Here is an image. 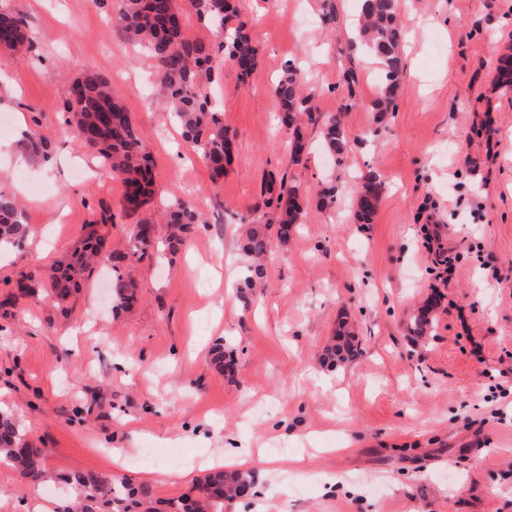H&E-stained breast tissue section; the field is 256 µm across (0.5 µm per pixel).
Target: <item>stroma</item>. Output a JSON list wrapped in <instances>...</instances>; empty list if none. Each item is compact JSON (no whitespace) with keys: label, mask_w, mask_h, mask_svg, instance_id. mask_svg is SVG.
I'll return each instance as SVG.
<instances>
[{"label":"stroma","mask_w":512,"mask_h":512,"mask_svg":"<svg viewBox=\"0 0 512 512\" xmlns=\"http://www.w3.org/2000/svg\"><path fill=\"white\" fill-rule=\"evenodd\" d=\"M237 6L261 57L246 80L229 65L214 78L235 141L217 177L151 94L153 59L112 31L114 0H0L37 45L4 65L0 122L25 120L54 163L44 173L16 132H0V190L30 226L0 256V410L39 441L47 470L126 477L161 500L234 451L266 494L233 512H512V87L498 70L512 54V0H398L405 68L392 112L371 107L378 60L349 47L358 0ZM289 63L314 110L344 127L342 160L315 125L303 129V162L289 163L271 94ZM88 69L109 76L151 157L155 200L139 215L61 121L69 80ZM370 170L385 189L372 222L357 224ZM283 172L302 189V222L288 244L271 242L265 278L244 298L240 226L261 219L264 181ZM325 183L336 186L328 205ZM186 197L209 225L176 255L132 262L129 311L113 313L110 275L97 269L56 314L52 271L101 204L121 250L138 219ZM431 296L432 335L417 344L408 318ZM343 316L358 353L329 370L317 357ZM219 343L233 372L211 362ZM112 448L166 454L119 469ZM33 496L52 508L71 490L0 467V512H26Z\"/></svg>","instance_id":"obj_1"}]
</instances>
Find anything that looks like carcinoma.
<instances>
[{
	"instance_id": "1",
	"label": "carcinoma",
	"mask_w": 512,
	"mask_h": 512,
	"mask_svg": "<svg viewBox=\"0 0 512 512\" xmlns=\"http://www.w3.org/2000/svg\"><path fill=\"white\" fill-rule=\"evenodd\" d=\"M197 20L210 28L214 40L204 41L188 35L186 15L178 0H118L112 23L130 41L140 47L157 65L156 84L170 104L171 118L182 130L183 138L197 148L216 177L224 175L230 162L232 139L224 130L222 112L212 95V77L231 63L239 78L246 79L259 63V49L248 24L238 15L235 0H190ZM404 30L397 22V0H359L358 43L375 55L382 74V92L373 102L376 112L392 108L398 79L404 70ZM33 42L25 20L12 13L0 12V52L6 60H21L32 52ZM300 73L294 66L273 87L272 95L282 113V123L290 132L288 147L294 164L303 161L307 145L301 118L319 121L301 97ZM61 114L86 145L96 152L100 166L121 179L124 186L123 210L136 214L147 207L153 196L151 159L141 132L132 116L118 102L109 78L99 71H89L74 78L68 88ZM323 143L333 155L343 154L345 131L336 118L324 123ZM26 151L36 158H49L47 143L30 135ZM377 175L365 177L355 198V218L368 223L377 210L382 195ZM269 197L265 208L281 210L276 225H250L242 249L257 264L244 280V287H255L263 278L259 264L270 247L269 231L276 239L288 242L300 223L303 207L300 188L286 178L267 182ZM112 222L110 208L104 206L98 219L89 224L90 231L81 251L74 259L58 266L52 276V297L57 307L64 306L81 287V276L93 264L103 262L112 274V300L116 309L133 306L138 297L137 283L129 269L132 257H150L156 251L175 254L193 228L207 224L205 214L190 200H177L165 211L164 220L156 224L140 220L129 240V248L116 251L108 245V235L99 227ZM20 204L15 197L0 192V246L19 247L29 236ZM433 306L426 302L409 318L412 336L426 340L433 326ZM358 351L352 332L342 328L326 345L322 361L330 366L349 361ZM45 450L22 433L17 419L0 413V464L18 471L21 478L37 483L49 479L44 469ZM60 479L74 488V497L57 507L56 512H228L240 495H255V475L249 472L218 470L205 475L195 487V494L167 502L165 508H153L151 488L127 478L120 481L95 473L68 472Z\"/></svg>"
}]
</instances>
